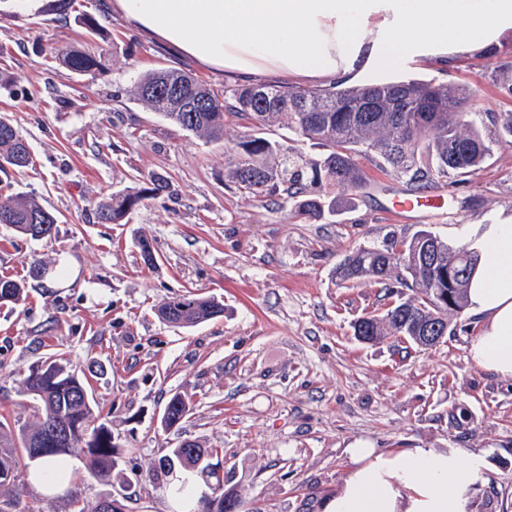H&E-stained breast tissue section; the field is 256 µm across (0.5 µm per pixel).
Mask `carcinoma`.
<instances>
[{
  "label": "carcinoma",
  "instance_id": "cac0c4a2",
  "mask_svg": "<svg viewBox=\"0 0 512 512\" xmlns=\"http://www.w3.org/2000/svg\"><path fill=\"white\" fill-rule=\"evenodd\" d=\"M60 64L77 75H93L104 68L102 58L79 49L59 56ZM170 83L182 85L188 99L198 102L191 110L163 95ZM133 96L150 111L178 129L207 141L226 137L224 118L230 115L252 121L250 132L233 140L226 178L248 198H262L283 206L294 203V212L309 219L336 213L339 198L353 199L370 179L358 157L371 158L376 170L395 175L409 192L423 194L448 179L481 169L492 147L483 128L491 123L499 130L498 143L512 146V112L485 113L477 119L471 111L468 91L459 85L405 78L360 86L300 89L284 83H257L217 93L179 69L158 68L139 76ZM281 126L321 152L309 156L287 139L267 136V129ZM28 143L5 115H0V171L29 167ZM168 188L160 176L148 186L112 194L96 205L99 224H119L142 200ZM0 224L32 240L53 235L57 217L35 200L19 193L0 194ZM402 247H360L336 268L343 282L372 279L378 284L394 280L418 290V298L397 301L385 312L365 320L371 340L387 336L417 335L424 316L448 335V314L464 307L469 276L478 256L464 247L454 248L430 230H420ZM457 266L459 279L448 281V267ZM25 283L0 278V306L24 300ZM450 294L443 306L439 296ZM158 317L179 327H192L224 315V304L211 297L189 293L170 297L157 308ZM24 393L34 401L35 423L13 429L0 421V489L18 485L20 478L43 480L36 466L53 459L60 470L47 483L44 501L58 498L56 489L67 479V459L80 457L88 471L110 484L123 481L120 459L123 449L113 441L108 422H96L95 400L87 375L69 361L48 358L32 367L24 378ZM188 399L175 394L167 401L160 424H181L191 413ZM209 452L196 442L181 443L163 455L150 471L157 478L169 472L199 476L211 490L199 498L195 512H224V501L238 499L232 489L200 463Z\"/></svg>",
  "mask_w": 512,
  "mask_h": 512
}]
</instances>
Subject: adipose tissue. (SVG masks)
<instances>
[{
    "mask_svg": "<svg viewBox=\"0 0 512 512\" xmlns=\"http://www.w3.org/2000/svg\"><path fill=\"white\" fill-rule=\"evenodd\" d=\"M112 11L199 65L241 77L339 79L484 47L512 29V0H112ZM452 234L479 255L466 305L480 328L467 357L512 378V220ZM350 454L355 466L322 512H474V493L489 483L480 451L359 442Z\"/></svg>",
    "mask_w": 512,
    "mask_h": 512,
    "instance_id": "adipose-tissue-1",
    "label": "adipose tissue"
}]
</instances>
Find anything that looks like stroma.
<instances>
[{
	"instance_id": "1",
	"label": "stroma",
	"mask_w": 512,
	"mask_h": 512,
	"mask_svg": "<svg viewBox=\"0 0 512 512\" xmlns=\"http://www.w3.org/2000/svg\"><path fill=\"white\" fill-rule=\"evenodd\" d=\"M109 0H0V114L30 145L33 164L0 173L10 187L59 220L32 240L0 224V277L25 281L24 301L0 307V417L25 423L32 401L22 382L53 355L103 375L91 378L96 413L123 446L127 512H176L165 480L148 472L167 449L195 441L223 451L225 487L241 512H318L353 467L360 440L390 451H485L491 480L476 512H512V378L477 370L466 347L478 327L448 316L443 343L419 348L388 337L363 343L355 321L412 297L411 289L365 280L340 283L336 267L354 249L383 247L429 229L512 218V147L496 144L483 168L439 187L444 205L406 221L389 212L405 183L365 170V196L320 220L228 182L224 143L172 126L133 99L137 77L169 67L215 91L240 78L177 55L127 25ZM95 19L92 34L86 19ZM101 54L106 68L79 76L57 52ZM512 52V32L448 59L422 56L357 83L421 77L468 87L486 112H511L512 94L492 71ZM163 176L169 193L143 201L121 224L97 223L94 207L113 192ZM149 241L156 267L145 266ZM44 281L30 279L32 262ZM192 292L224 304L223 317L191 328L156 315L166 298ZM193 410L166 431L173 394Z\"/></svg>"
}]
</instances>
